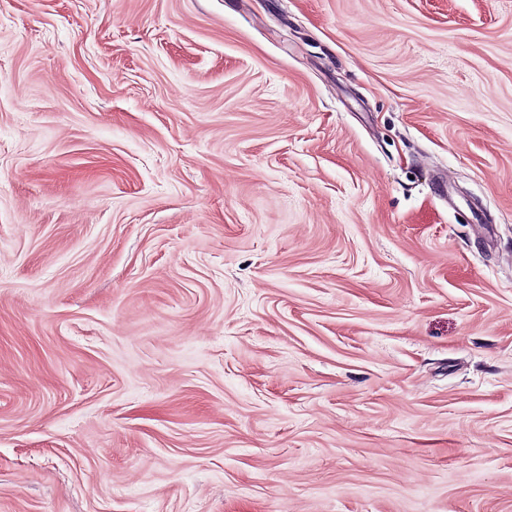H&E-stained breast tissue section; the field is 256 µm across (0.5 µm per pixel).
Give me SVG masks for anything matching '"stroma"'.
<instances>
[{
  "label": "stroma",
  "mask_w": 512,
  "mask_h": 512,
  "mask_svg": "<svg viewBox=\"0 0 512 512\" xmlns=\"http://www.w3.org/2000/svg\"><path fill=\"white\" fill-rule=\"evenodd\" d=\"M0 512H512V0H0Z\"/></svg>",
  "instance_id": "stroma-1"
}]
</instances>
